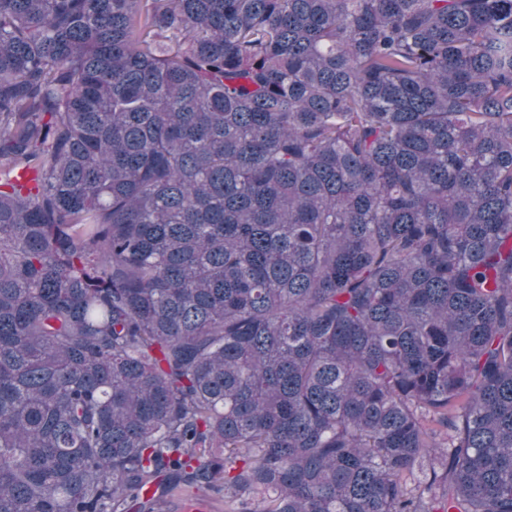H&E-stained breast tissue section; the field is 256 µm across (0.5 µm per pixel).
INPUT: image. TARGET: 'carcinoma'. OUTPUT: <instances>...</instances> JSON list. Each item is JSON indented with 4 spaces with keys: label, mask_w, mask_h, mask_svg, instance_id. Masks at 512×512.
<instances>
[{
    "label": "carcinoma",
    "mask_w": 512,
    "mask_h": 512,
    "mask_svg": "<svg viewBox=\"0 0 512 512\" xmlns=\"http://www.w3.org/2000/svg\"><path fill=\"white\" fill-rule=\"evenodd\" d=\"M219 482L512 512V0H0V512Z\"/></svg>",
    "instance_id": "cac0c4a2"
}]
</instances>
